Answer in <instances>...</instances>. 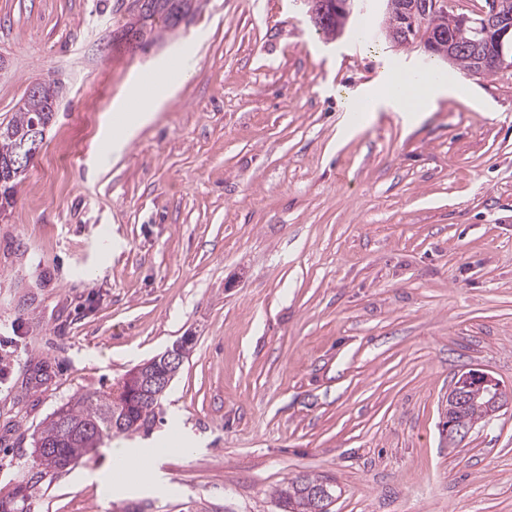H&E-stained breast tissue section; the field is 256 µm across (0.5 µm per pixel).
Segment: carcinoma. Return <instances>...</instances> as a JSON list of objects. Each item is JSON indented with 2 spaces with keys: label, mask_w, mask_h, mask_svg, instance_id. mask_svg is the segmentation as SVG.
<instances>
[{
  "label": "carcinoma",
  "mask_w": 512,
  "mask_h": 512,
  "mask_svg": "<svg viewBox=\"0 0 512 512\" xmlns=\"http://www.w3.org/2000/svg\"><path fill=\"white\" fill-rule=\"evenodd\" d=\"M188 0H148L145 11L135 16L134 21L127 23L124 34L135 41H143L153 34L157 23L166 28L177 26L179 15L187 12ZM384 30L387 32L406 33L415 38L416 32L406 23V17L398 12L386 14ZM459 28L453 21L440 23L433 27L432 33L439 34L435 40H426L425 45L431 49V55L438 58H449V62L474 73L491 74L497 72L492 59L498 56L495 48L481 49L487 59L483 68H476L475 52L456 51L448 54V43L458 39ZM56 100V90L52 83L45 84L42 95L38 98L26 96L17 112L8 121L0 122V183L3 184L5 204H10V191L20 182L23 173L12 170L5 164L14 154L17 146L31 141V128L34 123L44 125L51 122ZM121 379L112 385L108 392L90 391L71 398L61 405L48 418L45 426L34 440V448H41V457L34 461L29 471L30 477L19 484L12 498L0 499V512H14L12 499L17 496L27 497V493L40 488L42 481L49 474H59L67 470L78 460L88 455V449L98 448L103 440L114 434H149L156 422L163 395H146L134 402L125 398ZM487 394L476 398L469 396L462 407L448 404L449 415L459 428H472L484 418L488 402ZM323 485L317 477L302 475L287 482L274 492L277 506L281 512H314L312 510L311 491Z\"/></svg>",
  "instance_id": "carcinoma-1"
}]
</instances>
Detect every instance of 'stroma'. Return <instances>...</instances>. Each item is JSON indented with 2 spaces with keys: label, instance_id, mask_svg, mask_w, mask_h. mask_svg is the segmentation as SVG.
<instances>
[{
  "label": "stroma",
  "instance_id": "35a3bbf8",
  "mask_svg": "<svg viewBox=\"0 0 512 512\" xmlns=\"http://www.w3.org/2000/svg\"><path fill=\"white\" fill-rule=\"evenodd\" d=\"M132 0H0V120L59 86L0 211V498L45 421L179 341L149 435L162 484L108 487L112 441L46 476L23 512H280L299 474L333 512H512V404L448 444L455 377L512 396V69L436 64L359 0L340 38L304 0H198L121 40ZM196 52L119 158L96 136L131 75ZM466 78L413 127L343 102L393 71Z\"/></svg>",
  "mask_w": 512,
  "mask_h": 512
}]
</instances>
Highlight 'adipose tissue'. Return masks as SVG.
<instances>
[{
  "mask_svg": "<svg viewBox=\"0 0 512 512\" xmlns=\"http://www.w3.org/2000/svg\"><path fill=\"white\" fill-rule=\"evenodd\" d=\"M153 72L155 77L152 82L147 83L139 78L130 80L124 93L114 103L117 120L104 126L99 134L98 148L101 153H120L178 92L180 84L172 77L168 60L157 61ZM457 92V86L448 84L444 79L424 76L410 81L399 78L392 80L391 84L361 91L348 101L347 109L367 116L390 107L406 113L410 121L416 122L439 99L454 96Z\"/></svg>",
  "mask_w": 512,
  "mask_h": 512,
  "instance_id": "adipose-tissue-1",
  "label": "adipose tissue"
}]
</instances>
